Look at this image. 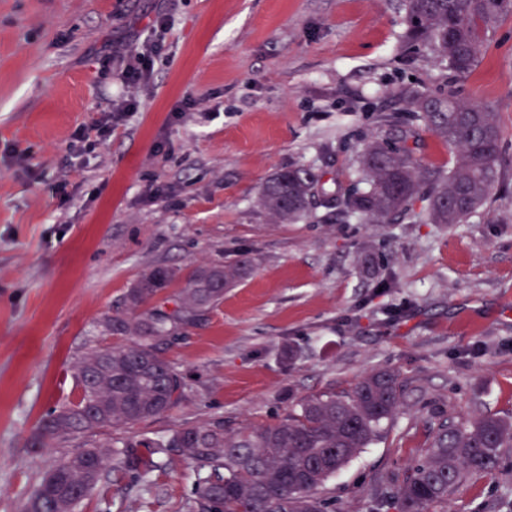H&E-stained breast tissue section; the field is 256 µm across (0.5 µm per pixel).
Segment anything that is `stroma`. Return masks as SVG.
<instances>
[{"mask_svg":"<svg viewBox=\"0 0 512 512\" xmlns=\"http://www.w3.org/2000/svg\"><path fill=\"white\" fill-rule=\"evenodd\" d=\"M397 4L0 0V512H20L84 444L273 423L382 368L399 375V411L318 490L331 512H373L379 489L383 512H398L440 418L512 422V14L462 77L408 48ZM158 9L170 28L138 111L78 154L74 132L117 90L104 52L147 34ZM414 91L497 114L502 175L463 223H346L323 207L288 223L260 206L263 184L294 165L324 173L327 189L349 184L365 142L403 130L423 164L449 169L453 151L413 125ZM366 248L393 292L362 271ZM241 260L250 274L165 347L186 377L179 407L32 449L40 421L77 394L81 358L120 344L103 321L142 275ZM152 481L146 494L108 469L75 512H182L195 476L176 457ZM431 512H512V447L495 476H468Z\"/></svg>","mask_w":512,"mask_h":512,"instance_id":"stroma-1","label":"stroma"}]
</instances>
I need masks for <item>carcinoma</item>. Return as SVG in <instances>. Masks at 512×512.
<instances>
[{"label":"carcinoma","instance_id":"1","mask_svg":"<svg viewBox=\"0 0 512 512\" xmlns=\"http://www.w3.org/2000/svg\"><path fill=\"white\" fill-rule=\"evenodd\" d=\"M413 46L428 48L457 74L482 60L498 19L512 13V0H401ZM422 123L455 153L451 169L422 165L410 135L371 140L358 160L356 180L336 198L322 191L323 175L305 166L278 172L262 187L260 201L277 220L308 216L316 197L329 208L339 202L345 221L366 224H461L483 206L500 178L502 132L496 113L452 95L415 92L409 100ZM426 206L416 209V202ZM247 264L212 263L193 269L175 308L146 304L180 278L158 267L125 294L132 316L108 318L106 328L130 340L95 349L77 367L78 400L44 418L32 447L106 427H121L178 407L186 398L184 375L163 355L172 328L195 324L240 279ZM402 395L390 370L364 377L347 398L308 396L287 418L255 429L224 430V423L187 426L164 440L140 438L112 450L117 469L151 491L150 475L164 459L178 456L196 479L184 512H325L316 490L338 474L377 437L396 414ZM512 447V424L483 416L468 427L442 419L425 457L408 470L397 490L399 512H429L432 503L470 475L493 476L501 450ZM101 448H81L63 459L26 498L21 512H74L97 486L106 466Z\"/></svg>","mask_w":512,"mask_h":512}]
</instances>
